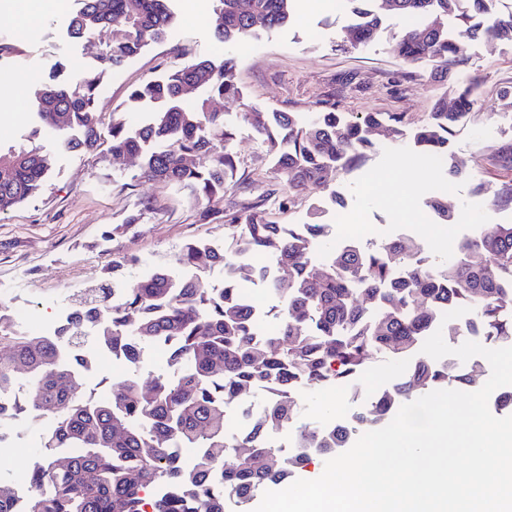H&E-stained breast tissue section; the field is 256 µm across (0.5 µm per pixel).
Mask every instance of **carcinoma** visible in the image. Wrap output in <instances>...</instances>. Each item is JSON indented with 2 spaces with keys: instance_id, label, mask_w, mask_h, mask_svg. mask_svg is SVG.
Returning a JSON list of instances; mask_svg holds the SVG:
<instances>
[{
  "instance_id": "obj_1",
  "label": "carcinoma",
  "mask_w": 512,
  "mask_h": 512,
  "mask_svg": "<svg viewBox=\"0 0 512 512\" xmlns=\"http://www.w3.org/2000/svg\"><path fill=\"white\" fill-rule=\"evenodd\" d=\"M212 28L226 44L250 38L261 28L279 29L291 18L293 0H216ZM463 0H350L359 23L346 27L342 40L358 47L375 41L387 18L420 17L430 22L403 28L395 52L405 63L427 60L435 77L448 79L456 64L460 39L512 40V11L489 23H474L459 11ZM455 15V34L448 16ZM174 15L168 0H78L68 34L81 39L116 22L102 55V67L84 70L73 82L55 78L40 83L30 98L37 128L52 129L70 152L94 151L102 137L97 112L98 89L105 73L137 56L144 47L168 36ZM234 57L199 59L164 77L147 82L131 99L154 105L143 124L132 129L114 112L107 126L112 155L138 159L149 180L186 189L199 202L224 198L237 169L231 144L236 130L224 113L209 110L218 97H238ZM199 92L189 104L188 90ZM476 80L459 84L457 111L439 101L414 134L420 155L429 159L448 152L449 136L468 117ZM242 120L268 144L276 172L288 188L280 201L287 207L300 197L328 186L329 175L361 159L372 147L369 134L389 123L401 134V116L365 112L346 119L322 107L302 119L295 112L250 108ZM0 214L25 202L44 186L52 166L50 154L32 137L0 146ZM494 209H512V183L493 191ZM232 229L234 250L198 241L182 246V264L198 269L190 279L175 280L157 266L125 289L117 304L105 300L103 286L73 299L71 316L58 335L35 336L13 328L0 307V389L18 387L16 375L28 374L25 399L0 413H52L55 425L44 447L80 448L75 457L56 465L49 454L33 470L36 489L25 512H224V499L243 505L264 486L288 481L312 456L333 457L358 427L386 424L401 403L456 385L482 387L485 367L479 361L462 369L429 356L415 357L405 376L356 414L354 425L331 422L310 428L297 423V393L302 387H347L368 368L373 352L414 357L422 337L441 326L451 306L468 305L473 319L467 329L494 347L512 346V309L501 299L512 294V224H495L458 240L448 261L423 256L410 238L380 243L349 242L324 251L325 224H278L258 204L224 211ZM252 252L268 257L288 277L239 264ZM224 267V285L207 286L204 274ZM252 280L268 282L279 299V327L261 329L243 299ZM97 342L136 365L149 346H161L166 363L178 377L154 378L150 390L132 375L110 396L95 400L80 395L77 377L90 370L87 357L62 359V342L87 330ZM256 387L268 397L256 412L246 410L247 427L228 444L226 409L242 403ZM294 429L302 451L292 456L269 444L273 429ZM240 450L235 465L224 468L226 449ZM176 448H196L186 465Z\"/></svg>"
}]
</instances>
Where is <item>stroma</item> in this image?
Masks as SVG:
<instances>
[{
  "instance_id": "obj_1",
  "label": "stroma",
  "mask_w": 512,
  "mask_h": 512,
  "mask_svg": "<svg viewBox=\"0 0 512 512\" xmlns=\"http://www.w3.org/2000/svg\"><path fill=\"white\" fill-rule=\"evenodd\" d=\"M214 8V0H173L175 23L169 36L106 75L98 110L102 117L119 112L128 124H139L142 110L130 100L134 88L199 59L236 56L242 98L211 102L212 110L237 128L233 149L238 169L224 199L212 202L211 217L200 220V207L187 190L141 178L137 159L67 152L54 131H45L39 142L53 165L44 188L0 215V307L12 316L57 319L73 297L98 283L106 264L126 257L137 258L141 270L161 264L174 277H183L178 254L186 241L232 246V230L224 223V211L231 207L262 204L280 224L333 223L340 209L331 203V191L280 208L287 189L273 173L267 143L240 118L249 106L303 116L325 105L348 117L403 113L400 136L384 127L374 130L365 157L339 170L332 182L331 190L345 198L341 211L346 223L375 225L377 240L409 237L431 259L441 260L472 225L512 222L511 211L492 210L488 196L476 191L480 184L497 188L512 181V171L492 159L495 149L512 142V108L500 101L501 90L512 86V41L460 40V63L448 81L440 82L431 76L432 63L399 60L394 52L398 26L372 43L343 45L347 21L336 15L330 0H316L312 7L307 0H294L288 24L236 44L215 38L209 22ZM68 20V12L55 9L22 23L0 10V75L34 85L52 74L68 81L76 72L101 66L109 32L75 40L68 35ZM471 78L479 81L476 103L449 146L464 174L453 178L447 168L428 166L413 135L438 99H454L456 84ZM31 127L28 98L0 90V143L21 141ZM440 196L454 216L451 223L424 218L427 200ZM117 224L123 232L102 240L103 229ZM409 365V359L378 354L355 390L300 389L299 423L317 427L350 419ZM53 421L50 414L13 420L17 450L0 455V480L16 482L43 464L42 437Z\"/></svg>"
}]
</instances>
